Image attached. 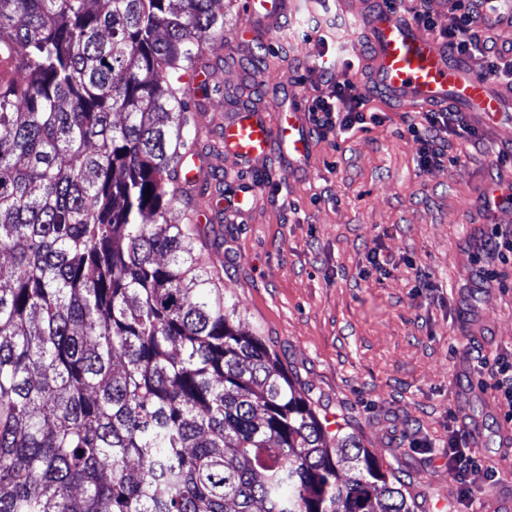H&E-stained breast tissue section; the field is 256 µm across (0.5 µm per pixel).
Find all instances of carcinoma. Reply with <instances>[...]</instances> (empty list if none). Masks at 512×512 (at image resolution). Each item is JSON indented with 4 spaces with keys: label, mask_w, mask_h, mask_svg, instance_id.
I'll return each mask as SVG.
<instances>
[{
    "label": "carcinoma",
    "mask_w": 512,
    "mask_h": 512,
    "mask_svg": "<svg viewBox=\"0 0 512 512\" xmlns=\"http://www.w3.org/2000/svg\"><path fill=\"white\" fill-rule=\"evenodd\" d=\"M216 39L224 0H0V512H415L167 219L165 75Z\"/></svg>",
    "instance_id": "obj_1"
}]
</instances>
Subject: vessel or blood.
<instances>
[{"label": "vessel or blood", "mask_w": 512, "mask_h": 512, "mask_svg": "<svg viewBox=\"0 0 512 512\" xmlns=\"http://www.w3.org/2000/svg\"><path fill=\"white\" fill-rule=\"evenodd\" d=\"M480 19L512 33V6L499 11L495 0H473ZM299 7L298 0H245L246 22L239 30L247 41L269 38ZM354 26L372 50L370 85L406 110L444 109L458 105L467 115L494 125L512 112V93L481 77L472 64L456 59L437 37L395 5L367 4L354 14ZM225 156L241 165H257L281 152L287 168H300L311 139L304 98L270 112L242 108L229 113L220 133ZM262 185L247 184L235 197L211 202L198 211L200 222L215 221L223 212L249 213L261 202Z\"/></svg>", "instance_id": "1"}]
</instances>
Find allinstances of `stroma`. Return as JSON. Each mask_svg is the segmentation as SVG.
<instances>
[{
  "instance_id": "obj_1",
  "label": "stroma",
  "mask_w": 512,
  "mask_h": 512,
  "mask_svg": "<svg viewBox=\"0 0 512 512\" xmlns=\"http://www.w3.org/2000/svg\"><path fill=\"white\" fill-rule=\"evenodd\" d=\"M243 2L226 0L207 91L192 88V73L180 78L192 89L195 150L206 162L188 196L196 208L243 182L266 189L250 214L200 225L194 251L319 417L357 435L404 481L416 512L454 489L445 459L453 425L477 435V457L499 472L500 484L477 489L473 505L494 512L512 490L501 440L512 402L480 388L463 346L471 338L488 357L512 355V260L487 244L494 229L512 237V213L486 211L480 191L486 180H512V116L476 139L450 136L447 160L422 168L402 109L380 95L383 124L313 139L296 171L277 154L239 167L219 142L226 111L311 96L324 55L336 59V81L363 84L370 55L334 0H315L264 40L263 77L248 78L255 47L237 37ZM314 20L329 24L326 43L309 31ZM374 252L392 265L386 277L361 274ZM415 437L432 451L409 447Z\"/></svg>"
}]
</instances>
